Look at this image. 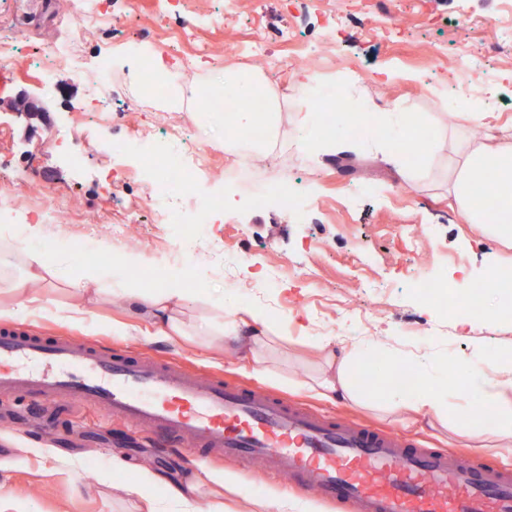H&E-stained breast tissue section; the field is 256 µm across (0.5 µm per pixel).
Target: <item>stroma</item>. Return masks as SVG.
Returning a JSON list of instances; mask_svg holds the SVG:
<instances>
[{
	"mask_svg": "<svg viewBox=\"0 0 512 512\" xmlns=\"http://www.w3.org/2000/svg\"><path fill=\"white\" fill-rule=\"evenodd\" d=\"M152 2L105 0L111 25L85 28L59 10L56 0H0V32L20 27L25 34L12 64L0 68V183L37 184V191L15 197V207L25 210H34L41 192L64 198L67 222L44 225L42 239L57 242L72 271L88 262L120 269L131 250L148 263L167 251L166 282L191 276L199 282L185 304L187 320L197 321L209 310L207 298L220 293L225 310L262 309L287 339L257 362L191 340H160L152 321L131 315L121 299L90 303L56 281L29 288L45 308L26 318L24 327L146 352L207 377L242 379L318 413L470 455L469 435H492L499 419H472L478 401L469 384L497 377L504 355L512 353V317H502L500 294H488L489 314L470 316L473 331L462 335L459 310L427 300L412 283L478 288L492 271L512 273V243L483 226L462 223L452 194L464 154L480 145L463 113H482L483 127L499 128V142L512 143V25L504 20L503 0H314L309 11L293 18L285 0H240L237 15L219 30L211 18L223 11L224 0H187L195 35L210 43L211 59L179 79L182 100L172 109L164 106V93L145 97L140 64L119 56L111 84L101 89L112 112L106 126L78 112L85 86L67 66L53 70L52 90L27 80L26 71L45 49L72 39L89 57L111 45L168 56L166 41L154 35ZM337 9L350 22L334 35L326 15ZM390 18L398 24L393 48L368 33ZM255 27L268 36L270 57L281 56L274 36L289 28L314 47L307 69L320 79L319 96L338 86L346 102L368 104L370 130L358 136L331 126L324 131L325 138L346 143L344 166H336V151L303 149L294 122L296 72L289 69L282 77L289 91L277 97V131L261 152L263 167L250 180L225 175L226 163L254 152L208 137L203 124L215 109L214 74L248 69L246 35ZM495 42L502 43V52L469 68L470 56ZM22 96L47 108L51 130H31L13 107ZM392 102L432 132L423 149L402 154L397 163L378 146L386 136L379 114ZM164 120L188 125L192 146L213 155L193 196L183 202L187 215L204 220L191 250L180 247L178 225L155 223L146 209L132 216L126 236L112 234L128 199L145 196L150 181L132 153L126 163L139 169L136 181L105 184L102 174L115 163L112 147L126 142L132 130ZM284 169L303 183L297 204H284L272 193L254 203L257 189ZM214 197L223 198L224 209L203 213L205 199ZM227 251L239 258L231 282L218 262ZM75 308L85 312L77 321L70 318ZM116 322L128 324L125 335L113 334ZM326 335L354 350L355 383L365 403L321 398L304 389L324 362L314 343ZM263 364L278 367L282 382L257 378ZM402 368L421 371L443 391L447 424L403 426L406 412L391 405L387 385L390 373ZM116 450L130 469L113 470ZM144 469L172 478L206 471L229 475L235 490L205 485L200 512H214L219 504L226 512H258L260 504L280 496L306 501L314 512H343L283 478H260L229 461L192 464L184 449L159 446L152 434L101 412L67 401L38 406L0 394V499L11 512H142L138 489Z\"/></svg>",
	"mask_w": 512,
	"mask_h": 512,
	"instance_id": "1",
	"label": "stroma"
}]
</instances>
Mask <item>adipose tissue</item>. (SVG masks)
Here are the masks:
<instances>
[{"instance_id": "adipose-tissue-1", "label": "adipose tissue", "mask_w": 512, "mask_h": 512, "mask_svg": "<svg viewBox=\"0 0 512 512\" xmlns=\"http://www.w3.org/2000/svg\"><path fill=\"white\" fill-rule=\"evenodd\" d=\"M225 99L234 101L233 111L225 113L224 126L244 136L255 128L274 130L280 114L265 82L255 73L228 71L221 78ZM250 100L265 101V109H250ZM484 170L492 177L500 217L492 229L494 236L512 239V147L475 148L459 168L453 196L459 213L467 224L483 223L482 213L473 207L474 176ZM61 278L76 292L92 299L122 297L133 312L148 316L159 326L162 338L194 333L209 347H232L241 358H257L260 351L281 340L283 334L268 323L258 310L250 311L249 321L224 324L217 318L203 317L194 325H186L181 311L186 300L184 289L166 288L146 292L135 280L116 279L112 268L88 263L78 273L67 272L60 253L19 248L13 237L0 233V292L24 294L34 281ZM328 353L325 363L312 377L308 388L318 394H333L353 401L360 395L354 387L355 356L346 347L337 346L335 339L324 342ZM482 406L500 411L508 432L502 451L512 450V360L503 362L501 376L481 385Z\"/></svg>"}]
</instances>
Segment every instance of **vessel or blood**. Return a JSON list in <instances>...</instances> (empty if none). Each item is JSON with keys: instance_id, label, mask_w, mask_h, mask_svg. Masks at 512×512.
Segmentation results:
<instances>
[{"instance_id": "1", "label": "vessel or blood", "mask_w": 512, "mask_h": 512, "mask_svg": "<svg viewBox=\"0 0 512 512\" xmlns=\"http://www.w3.org/2000/svg\"><path fill=\"white\" fill-rule=\"evenodd\" d=\"M0 392L66 398L187 446L192 460L258 461L344 512H512V469L409 446L264 391L76 336L0 330Z\"/></svg>"}]
</instances>
